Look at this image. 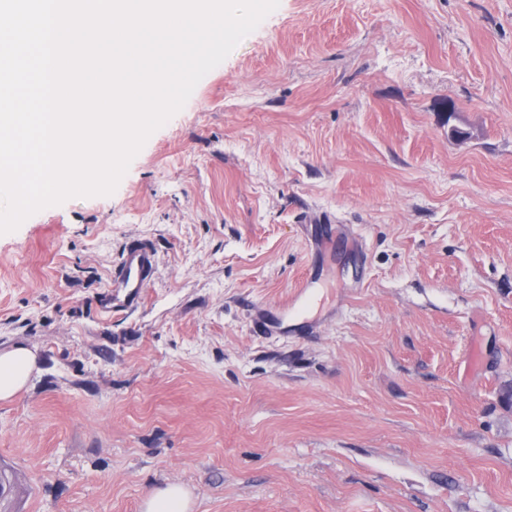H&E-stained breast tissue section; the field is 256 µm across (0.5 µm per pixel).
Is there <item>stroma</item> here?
I'll return each instance as SVG.
<instances>
[{"label":"stroma","instance_id":"stroma-1","mask_svg":"<svg viewBox=\"0 0 512 512\" xmlns=\"http://www.w3.org/2000/svg\"><path fill=\"white\" fill-rule=\"evenodd\" d=\"M16 346L0 512H512V0H280L113 194L0 235ZM154 255L145 244L130 247L120 263L118 281L113 288H120L114 294V307L129 308L140 299L142 288L152 274ZM35 363V354L26 348L0 351V400L11 399L26 386ZM191 509V493L179 484H169L156 490L143 501L144 512H190Z\"/></svg>","mask_w":512,"mask_h":512}]
</instances>
